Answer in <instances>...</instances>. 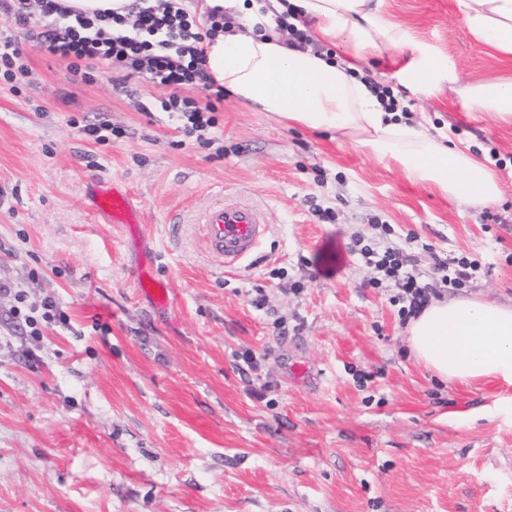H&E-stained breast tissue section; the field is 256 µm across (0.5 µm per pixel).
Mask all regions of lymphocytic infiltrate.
<instances>
[{"mask_svg":"<svg viewBox=\"0 0 512 512\" xmlns=\"http://www.w3.org/2000/svg\"><path fill=\"white\" fill-rule=\"evenodd\" d=\"M36 10L61 20L60 25L33 35L38 51L108 66L116 72L112 79L115 91L126 95L131 94L135 78L169 88L161 107L176 114L185 135L200 137L216 126L215 114L224 102V90L208 81L203 62L206 42L226 24L220 8L210 10L206 27L169 0H150L130 19L103 11L93 23L83 13L61 6L58 0H0V13L19 28L28 27ZM199 82L206 83L209 90L203 104L184 93L186 87ZM410 248L406 242L382 250L356 237L349 247L365 265L377 271L374 285L385 280L398 285L400 292L395 301L404 322L420 314L437 289L461 287L469 265L465 258L441 260L431 274L425 275L415 269Z\"/></svg>","mask_w":512,"mask_h":512,"instance_id":"lymphocytic-infiltrate-1","label":"lymphocytic infiltrate"}]
</instances>
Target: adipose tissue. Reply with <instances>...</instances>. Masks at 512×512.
Instances as JSON below:
<instances>
[{
    "label": "adipose tissue",
    "mask_w": 512,
    "mask_h": 512,
    "mask_svg": "<svg viewBox=\"0 0 512 512\" xmlns=\"http://www.w3.org/2000/svg\"><path fill=\"white\" fill-rule=\"evenodd\" d=\"M471 33L501 54L512 55V0H458ZM247 24L248 32L217 33L206 44L209 77L258 110L314 130L343 133L377 161L395 165L414 184L428 185L471 206L500 193L495 172L469 147L448 145L412 126L402 110H387L359 65L372 56L410 50L406 86L434 94L441 81L456 82L454 62L416 40L401 23L384 19L383 0H203ZM295 9L311 21L312 45L288 44L277 20ZM340 43L337 61L316 49ZM470 109L512 123V77L467 85ZM412 354L439 377L460 383L512 381V305L455 298L428 305L407 324Z\"/></svg>",
    "instance_id": "adipose-tissue-1"
}]
</instances>
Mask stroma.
<instances>
[{"label": "stroma", "instance_id": "1", "mask_svg": "<svg viewBox=\"0 0 512 512\" xmlns=\"http://www.w3.org/2000/svg\"><path fill=\"white\" fill-rule=\"evenodd\" d=\"M384 16L448 55L458 85L403 86L405 52L364 76L397 89L414 126L494 154L495 200L459 206L340 132L230 94L198 144L141 112L168 89L125 96L105 69L76 78L23 42V71L0 80V512H512V383L419 363L397 285L372 287L347 250L388 224L385 244L414 236L422 273L476 261L441 299L512 303V125L459 92L512 76V56L470 33L458 0H385ZM104 118L122 135L98 143L87 129ZM109 179L138 227L94 214L90 189ZM223 201L271 226L233 269L198 223ZM145 271L166 305L141 293ZM46 299L64 321L28 325Z\"/></svg>", "mask_w": 512, "mask_h": 512}]
</instances>
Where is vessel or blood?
Listing matches in <instances>:
<instances>
[{
    "mask_svg": "<svg viewBox=\"0 0 512 512\" xmlns=\"http://www.w3.org/2000/svg\"><path fill=\"white\" fill-rule=\"evenodd\" d=\"M95 206L97 212L113 224H137V212L127 192L100 186ZM206 247L225 266H233L250 256L265 239L269 226L260 214L250 208L233 204H216L201 216Z\"/></svg>",
    "mask_w": 512,
    "mask_h": 512,
    "instance_id": "b4317fda",
    "label": "vessel or blood"
}]
</instances>
